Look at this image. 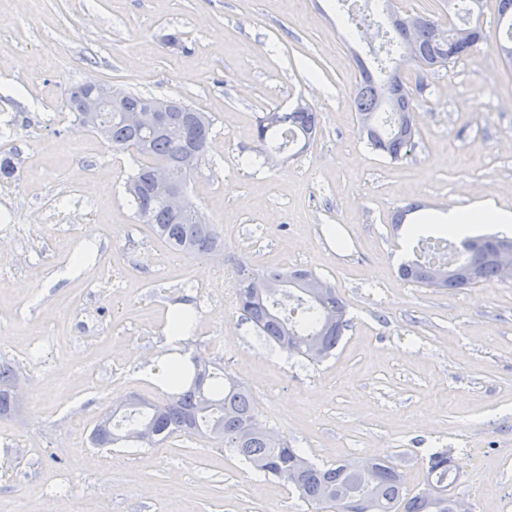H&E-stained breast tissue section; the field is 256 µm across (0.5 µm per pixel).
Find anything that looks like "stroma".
<instances>
[{"instance_id":"1","label":"stroma","mask_w":512,"mask_h":512,"mask_svg":"<svg viewBox=\"0 0 512 512\" xmlns=\"http://www.w3.org/2000/svg\"><path fill=\"white\" fill-rule=\"evenodd\" d=\"M341 0H0V363L18 368L22 409L0 419V512H312L290 485L212 442L92 448L106 406L161 399L138 375L175 304L185 342L253 394L267 427L331 465L392 461L424 486L447 447L474 512L512 505V281L456 290L398 275L409 225L479 198L512 210V67L496 0L474 54L427 73L404 67L419 115L401 162L361 139L352 92L376 60ZM182 32L186 51L166 47ZM105 82L184 101L213 119L189 191L224 231V256L178 255L134 214L136 157L77 129L70 90ZM321 131L304 152L259 157L256 119L297 104ZM403 226H395L396 215ZM106 280L66 275L76 254ZM306 268L348 304L335 356L308 364L237 312L227 261Z\"/></svg>"}]
</instances>
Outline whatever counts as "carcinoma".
I'll list each match as a JSON object with an SVG mask.
<instances>
[{"mask_svg": "<svg viewBox=\"0 0 512 512\" xmlns=\"http://www.w3.org/2000/svg\"><path fill=\"white\" fill-rule=\"evenodd\" d=\"M385 11L404 20H419L412 30L416 47L414 65L435 63L447 68L469 57L485 38L480 31L467 48L453 52L460 27L444 26L420 14L399 13L390 0ZM497 13L503 26L498 29L504 42L501 49L512 51V0H498ZM360 79L355 85L352 107L356 112L360 135L380 155L401 161L416 147V116L409 89L394 67L376 77L365 66H359ZM153 98L126 93L123 111L106 112L98 125L89 130L102 135L117 150L140 146L142 159L129 178L126 192L138 219L149 225L154 235L171 250L189 256L205 257L222 249L221 232L200 214L192 200L186 210L173 216L158 199H148L154 168L159 163L176 165L179 153L186 147L195 150L204 162L210 148L213 120L206 113L174 100L167 113L171 123L194 118L196 142L186 146L171 139L155 122L131 124L127 116L142 113ZM319 115L309 107L289 112L270 111L257 120L256 134L261 145L275 143L280 152L299 142L308 145L319 129ZM414 250L424 261L414 260L401 267L402 276L422 288H471L499 280L500 259L512 255V238L498 235H467L462 249L452 257L428 256L433 247L451 245V238L429 235L423 231L412 235ZM452 264L454 273L438 282L428 272ZM235 294L237 310L253 323L259 335L280 348L318 364L332 356L348 327L347 304L326 280L309 270L301 271L299 288H284L293 274L291 270L273 268L263 273L238 265ZM191 367L178 368L167 379L170 392L164 401L151 402L132 397L103 409L93 422L90 441L96 448H124L140 442V434L148 429L152 443L161 444L175 436L217 439L224 449L250 464L255 470L283 481L297 489L319 512H360L359 501L369 500L375 512H451L448 490L449 450L431 453L427 460L425 488L408 492L401 473L391 463L372 458L341 461L320 466L306 460L297 462L303 452L292 447L284 437L273 438L261 420L252 393L239 381L211 369V362L200 354L190 357ZM17 373L13 366L0 364V417L8 416L19 406L16 397Z\"/></svg>", "mask_w": 512, "mask_h": 512, "instance_id": "obj_1", "label": "carcinoma"}]
</instances>
